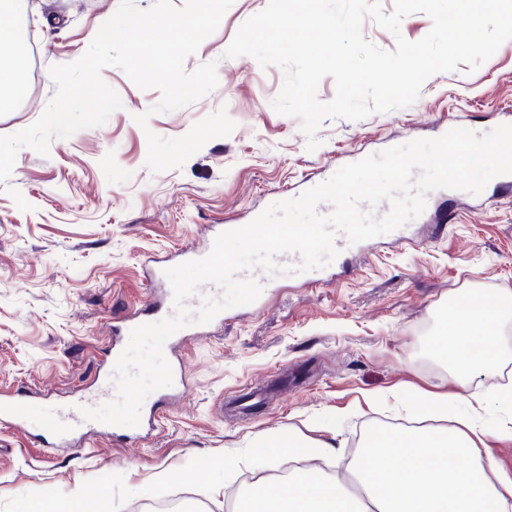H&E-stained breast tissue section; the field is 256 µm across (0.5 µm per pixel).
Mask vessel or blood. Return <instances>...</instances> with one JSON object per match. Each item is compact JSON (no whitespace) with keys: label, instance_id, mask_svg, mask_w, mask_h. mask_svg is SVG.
<instances>
[{"label":"vessel or blood","instance_id":"b4317fda","mask_svg":"<svg viewBox=\"0 0 512 512\" xmlns=\"http://www.w3.org/2000/svg\"><path fill=\"white\" fill-rule=\"evenodd\" d=\"M173 312L172 300H165L163 314L169 316ZM160 315H147L140 309H131L122 317L119 328L129 331L158 321ZM113 370V365H106L78 397L54 406L42 400L35 401L12 394L1 395L0 418L7 420L14 429L25 431L48 415L52 418L54 433L60 446L67 447L82 441L89 433L100 430L101 425L99 422L83 419L79 409L83 406L96 407L115 398L116 389L111 381Z\"/></svg>","mask_w":512,"mask_h":512}]
</instances>
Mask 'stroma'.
Here are the masks:
<instances>
[{"mask_svg": "<svg viewBox=\"0 0 512 512\" xmlns=\"http://www.w3.org/2000/svg\"><path fill=\"white\" fill-rule=\"evenodd\" d=\"M120 0H25L23 19L40 44L33 78L13 108L0 112V135L40 119L55 86L51 66L79 59L99 21ZM269 0H234L217 30L187 57L186 70L217 62V88L195 103L151 114L158 90H143L119 68L100 76L122 106L99 127L54 140L48 155L24 147L9 187L0 186V391L71 399L106 359L112 327L126 311L160 302L145 273L179 265L178 253L203 243L211 225L248 223L272 203L300 194L305 180L330 178L342 155L377 154L441 124L496 127L512 113V40L477 70L459 64L423 83L411 107L359 121L324 119L308 150L301 121L272 101L284 74L249 56L226 57L240 26ZM423 13L406 16L399 34L365 20L366 40L384 50L396 36L410 41L431 29ZM236 127L207 142L181 167L150 171L147 132L185 135L219 108ZM148 114L147 127L135 118ZM30 203L20 210L9 188ZM414 248L371 238L365 255L320 282L282 279L259 310L234 307L222 328L181 348L186 390L159 403L154 431L133 439L96 436L58 447L48 424L29 433L0 424V512L51 492L60 505L91 488L115 512H145L168 495L184 496L189 512H231L254 479L282 469L342 476L376 426L420 421L424 393L465 404L489 399L482 417L498 469L512 476V441L499 439L505 410L493 398L512 383V311L501 319L505 362L455 381L432 343L452 311L450 299L478 290H512V188L487 184L475 197L436 193L415 229ZM295 438L302 455L275 453L251 461L254 442ZM323 442L332 453L315 452ZM221 459L226 469H218Z\"/></svg>", "mask_w": 512, "mask_h": 512, "instance_id": "stroma-1", "label": "stroma"}]
</instances>
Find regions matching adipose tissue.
Masks as SVG:
<instances>
[{
  "label": "adipose tissue",
  "mask_w": 512,
  "mask_h": 512,
  "mask_svg": "<svg viewBox=\"0 0 512 512\" xmlns=\"http://www.w3.org/2000/svg\"><path fill=\"white\" fill-rule=\"evenodd\" d=\"M19 0H0V111L10 109L23 85L13 68L25 53L18 27ZM512 308V291L495 299L467 295L448 317L451 332L436 337L435 351L452 372H496L502 359L498 326ZM485 345L484 356H472L470 339ZM486 438L476 417L448 429L420 427L375 431L359 451L353 470L370 491L358 512H512V476L482 457ZM353 498L346 482L299 472L291 486L270 492L259 482L242 499L240 512H351Z\"/></svg>",
  "instance_id": "ef3b65f1"
}]
</instances>
